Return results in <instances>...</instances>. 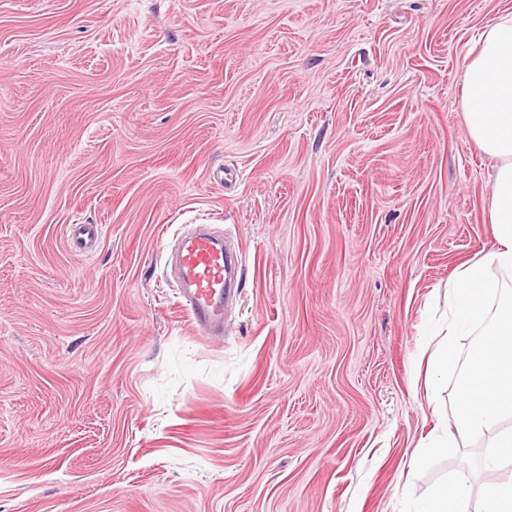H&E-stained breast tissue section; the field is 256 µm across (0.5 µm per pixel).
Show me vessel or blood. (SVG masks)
<instances>
[{
    "label": "vessel or blood",
    "mask_w": 512,
    "mask_h": 512,
    "mask_svg": "<svg viewBox=\"0 0 512 512\" xmlns=\"http://www.w3.org/2000/svg\"><path fill=\"white\" fill-rule=\"evenodd\" d=\"M101 236L96 224H72L68 243L78 252L93 249ZM231 260L221 240L208 228L192 232L176 255L175 270L184 285L183 305L195 326L215 330L224 326V294Z\"/></svg>",
    "instance_id": "b4317fda"
}]
</instances>
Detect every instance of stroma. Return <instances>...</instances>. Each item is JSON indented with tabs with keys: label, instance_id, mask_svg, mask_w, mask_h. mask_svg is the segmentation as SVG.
I'll return each mask as SVG.
<instances>
[{
	"label": "stroma",
	"instance_id": "35a3bbf8",
	"mask_svg": "<svg viewBox=\"0 0 512 512\" xmlns=\"http://www.w3.org/2000/svg\"><path fill=\"white\" fill-rule=\"evenodd\" d=\"M512 0H0V512H412L490 437L418 376L488 251L468 49ZM98 224L94 252L67 227ZM242 251L221 336L167 266Z\"/></svg>",
	"mask_w": 512,
	"mask_h": 512
}]
</instances>
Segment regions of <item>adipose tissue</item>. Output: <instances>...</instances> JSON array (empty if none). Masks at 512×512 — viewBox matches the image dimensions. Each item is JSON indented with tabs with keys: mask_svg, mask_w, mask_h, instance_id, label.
<instances>
[{
	"mask_svg": "<svg viewBox=\"0 0 512 512\" xmlns=\"http://www.w3.org/2000/svg\"><path fill=\"white\" fill-rule=\"evenodd\" d=\"M462 110L469 140L486 156L492 192L487 205L493 244L459 265L448 285V314L425 371L426 399L436 402L442 384L457 375L455 408L440 434L414 456L446 455L464 440L498 428L489 471L512 467V13L485 28L465 58ZM472 337L467 358L461 339ZM472 483L467 469L421 500L414 512H470Z\"/></svg>",
	"mask_w": 512,
	"mask_h": 512,
	"instance_id": "obj_1",
	"label": "adipose tissue"
}]
</instances>
